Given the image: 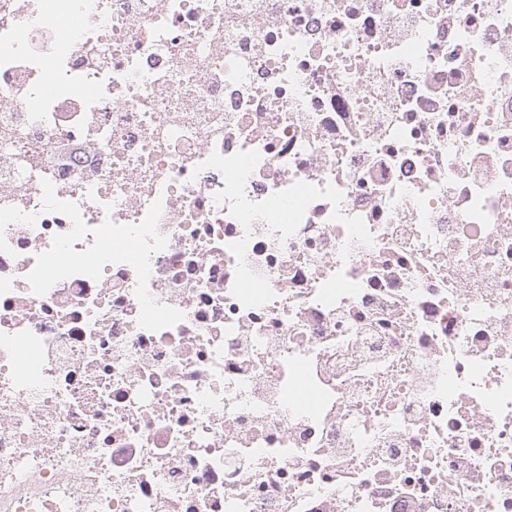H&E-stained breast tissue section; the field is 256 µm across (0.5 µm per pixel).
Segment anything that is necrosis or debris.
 Segmentation results:
<instances>
[{
  "mask_svg": "<svg viewBox=\"0 0 512 512\" xmlns=\"http://www.w3.org/2000/svg\"><path fill=\"white\" fill-rule=\"evenodd\" d=\"M0 512H512V0H0Z\"/></svg>",
  "mask_w": 512,
  "mask_h": 512,
  "instance_id": "obj_1",
  "label": "necrosis or debris"
}]
</instances>
